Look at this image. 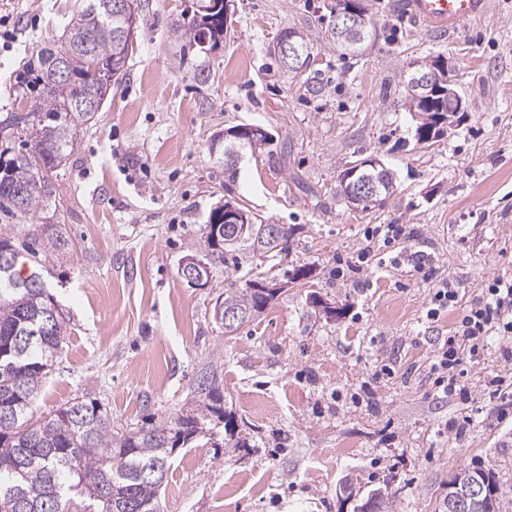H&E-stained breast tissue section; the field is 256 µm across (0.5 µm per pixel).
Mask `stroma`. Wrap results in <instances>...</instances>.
Returning <instances> with one entry per match:
<instances>
[{"label": "stroma", "instance_id": "obj_1", "mask_svg": "<svg viewBox=\"0 0 512 512\" xmlns=\"http://www.w3.org/2000/svg\"><path fill=\"white\" fill-rule=\"evenodd\" d=\"M374 19L361 54L332 38L326 0H232V26L209 53L181 59L170 27L194 0H137L139 31L126 77L77 137L51 206L68 242L45 279L67 335L38 401L45 415L94 399L121 432L194 405L216 373L237 421L222 447L181 449L159 512H348L345 491H388L392 512H438L459 469L493 470L512 512V421L498 422L482 383L512 368V341L492 336L469 363L476 422L444 438L457 404L426 378L435 341L457 312L427 322L428 283L409 265L361 279L339 264L369 227L408 224L444 276L475 298L512 271V0L439 31L411 19L407 0H364ZM78 0H0V112L27 55L57 38ZM306 39V71L284 69L282 32ZM443 57L464 102L449 134L424 146L406 103L408 66ZM259 125L272 140L228 177L224 131ZM379 157L396 188L381 206L350 209L336 195L352 161ZM231 200L292 231L273 276L310 267L233 334L214 318L225 289L243 287L213 261L208 287L179 275L203 254L211 209ZM335 306L327 316L313 297Z\"/></svg>", "mask_w": 512, "mask_h": 512}]
</instances>
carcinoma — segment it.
Wrapping results in <instances>:
<instances>
[{"label": "carcinoma", "instance_id": "1", "mask_svg": "<svg viewBox=\"0 0 512 512\" xmlns=\"http://www.w3.org/2000/svg\"><path fill=\"white\" fill-rule=\"evenodd\" d=\"M112 0H83L63 34L31 54L12 87L17 107L0 113V210L22 220L50 207L53 177L66 165L74 141L95 112L83 104L105 102L103 89L127 74L133 43L121 41L119 21L112 18ZM181 49L214 50L224 39V0H198V9L172 28ZM66 69L60 77L53 61ZM419 112L436 119L453 107L444 94L431 101L415 100ZM373 158L361 160L354 179L375 181L383 197L393 192L391 180ZM224 215L214 208L204 227V249L212 257L230 255L235 264L274 249L263 244L266 225L224 242L213 226ZM66 240L54 224L41 225L33 244L19 249L0 238V258L13 268L0 269V512H159L158 498L176 449L187 448L217 428L234 422L224 410V391L197 384L196 414L172 420L176 433L162 434L164 425L112 432L108 413L94 400H76L42 416L40 396L54 356L65 340V319L43 278L49 257L64 250ZM268 279L259 273L242 288L224 291L223 303L249 321L274 298L260 293Z\"/></svg>", "mask_w": 512, "mask_h": 512}]
</instances>
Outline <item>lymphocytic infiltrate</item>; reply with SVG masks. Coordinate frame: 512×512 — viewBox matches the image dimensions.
<instances>
[{
  "instance_id": "obj_1",
  "label": "lymphocytic infiltrate",
  "mask_w": 512,
  "mask_h": 512,
  "mask_svg": "<svg viewBox=\"0 0 512 512\" xmlns=\"http://www.w3.org/2000/svg\"><path fill=\"white\" fill-rule=\"evenodd\" d=\"M412 236V231L404 225H379L368 231L366 244L357 259L362 264L385 268L384 249L399 246ZM411 265L414 272L431 285L427 320H436L444 309L454 306L460 309L451 334L437 341L435 346L428 368L433 393L442 399L453 396L462 401L469 400L471 392L463 381L466 362L480 357L489 337L512 338V276L502 274L483 281L476 299L463 306L459 303L458 284L427 264L424 252H414Z\"/></svg>"
}]
</instances>
